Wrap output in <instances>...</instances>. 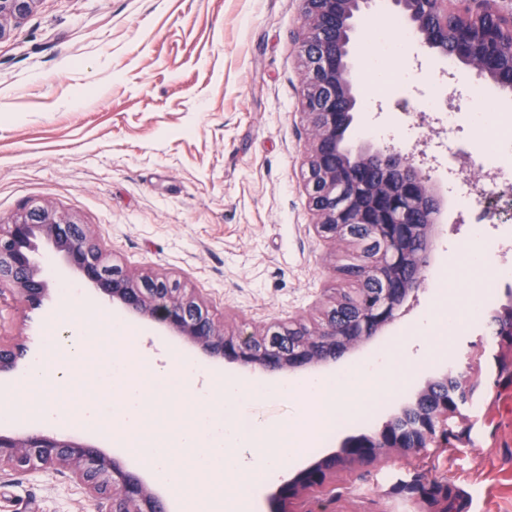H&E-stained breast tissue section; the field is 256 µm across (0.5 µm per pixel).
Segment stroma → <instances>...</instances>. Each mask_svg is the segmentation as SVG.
I'll use <instances>...</instances> for the list:
<instances>
[{
  "label": "stroma",
  "instance_id": "stroma-1",
  "mask_svg": "<svg viewBox=\"0 0 512 512\" xmlns=\"http://www.w3.org/2000/svg\"><path fill=\"white\" fill-rule=\"evenodd\" d=\"M303 28L300 0H37L0 30V223L33 204L71 215L130 278L178 281L228 336L313 325L348 288L336 268L349 246L319 237L307 206ZM408 28L391 0H373L355 22L351 144L407 153L445 138L434 119L413 122L393 100L370 93L372 54L382 37ZM388 64L406 74L410 103L450 91L512 108V91L465 65L445 76L437 50L412 43ZM455 179L431 176L443 213L421 290L395 322L340 360L388 347L386 399L368 424H344L305 459L380 428L446 371L476 376L471 400L450 421L449 443L417 457L391 448L372 463L344 460L288 512H438L441 497L448 512H512V346L488 340L492 314L512 304V279H487L461 250L472 226L454 204ZM35 259L49 275L42 306L0 296V342L31 353L39 332H64L59 284L78 278L48 243ZM438 280L455 290L458 329L433 345L423 335L396 339L426 312ZM476 294L487 295L485 308L469 305ZM479 345L474 374L468 356ZM111 508L65 467H0V512Z\"/></svg>",
  "mask_w": 512,
  "mask_h": 512
}]
</instances>
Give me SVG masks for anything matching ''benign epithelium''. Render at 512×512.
I'll return each instance as SVG.
<instances>
[{
	"instance_id": "7a95c632",
	"label": "benign epithelium",
	"mask_w": 512,
	"mask_h": 512,
	"mask_svg": "<svg viewBox=\"0 0 512 512\" xmlns=\"http://www.w3.org/2000/svg\"><path fill=\"white\" fill-rule=\"evenodd\" d=\"M36 2L0 0V34L4 22L27 15ZM301 2L306 24L300 45L303 106L310 140L305 172L308 205L318 218L316 228L322 237L348 241L350 225L366 224L378 241L372 256L357 253L358 263L380 288L353 328L344 331L325 316L293 345L285 336L274 337L272 331L226 336L205 306L168 280L112 274L99 244L82 224L42 206L14 217L9 224L7 241L0 243V294L9 291L30 306L44 302L48 281L38 275L34 261L41 234L103 297L241 367L276 373L334 361L345 349L371 339L392 323L403 302L422 287L421 265L434 225L440 223L441 200L426 173L423 153L408 156L371 144L347 146L346 133L356 106L349 44L354 22L369 0ZM448 2L394 0L420 44L439 49L442 57L459 61L499 88L512 91V12L504 13L500 0H459L461 10L448 8ZM494 316L497 335L511 338L512 306ZM22 356L19 348L0 343V373L15 370ZM466 402L459 395L451 404L445 399L413 424L396 417L367 435L366 447L356 448L350 441L342 453L331 452L309 463L278 485L270 497V512H287L288 501L322 487L346 458L371 463L389 448L420 451L422 446L408 444L419 436L427 444L443 436L448 420ZM2 464L21 469L66 465L86 492L112 499V512H165L161 498L138 476L91 445L37 434L24 438L0 434Z\"/></svg>"
}]
</instances>
